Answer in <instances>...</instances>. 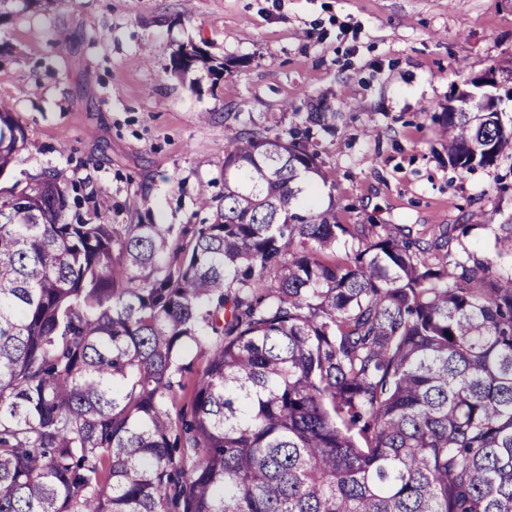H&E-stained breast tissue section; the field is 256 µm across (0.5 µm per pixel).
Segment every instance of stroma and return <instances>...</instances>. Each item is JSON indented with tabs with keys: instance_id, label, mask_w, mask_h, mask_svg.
I'll use <instances>...</instances> for the list:
<instances>
[{
	"instance_id": "obj_1",
	"label": "stroma",
	"mask_w": 512,
	"mask_h": 512,
	"mask_svg": "<svg viewBox=\"0 0 512 512\" xmlns=\"http://www.w3.org/2000/svg\"><path fill=\"white\" fill-rule=\"evenodd\" d=\"M0 16V100L36 147L0 188L59 175L71 218L208 223L224 191L227 129L310 128L325 175L318 205L343 224H398L451 251L501 261L512 224V158L463 171L439 117L494 72L512 119V0H9ZM195 45L224 71L181 73ZM332 112L338 130L308 127ZM101 210H94V202Z\"/></svg>"
}]
</instances>
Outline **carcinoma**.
<instances>
[{
    "label": "carcinoma",
    "instance_id": "obj_1",
    "mask_svg": "<svg viewBox=\"0 0 512 512\" xmlns=\"http://www.w3.org/2000/svg\"><path fill=\"white\" fill-rule=\"evenodd\" d=\"M457 101L449 163L512 158L492 103ZM227 139L187 241L69 220L54 173L0 192V512H512V271L307 203L297 132ZM30 145L0 100V176ZM206 356L205 351L197 347L195 344H191L185 349L183 362L190 363L192 373L188 374V378L186 379V389L183 392H179L176 400V408L173 409V413L176 412V409L179 410L183 407L185 409L187 408V403L191 396V380L194 379L197 373L204 367Z\"/></svg>",
    "mask_w": 512,
    "mask_h": 512
}]
</instances>
